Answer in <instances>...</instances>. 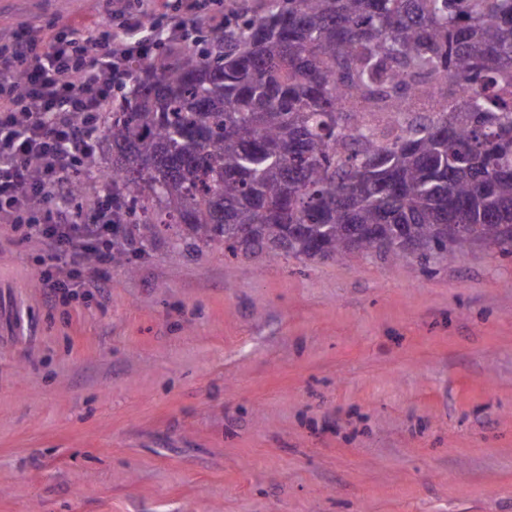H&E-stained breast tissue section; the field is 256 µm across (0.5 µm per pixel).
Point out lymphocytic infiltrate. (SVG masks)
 Returning <instances> with one entry per match:
<instances>
[{
	"mask_svg": "<svg viewBox=\"0 0 512 512\" xmlns=\"http://www.w3.org/2000/svg\"><path fill=\"white\" fill-rule=\"evenodd\" d=\"M120 24L73 28L48 22L0 32V223L21 239L53 245L57 260L41 274L49 300H67L75 287L107 291L112 261V201L80 221L70 218L67 176L93 159L98 116L118 87L133 80L127 62L149 59L145 22L161 16L168 42L213 23L199 0H174L159 12L154 0H127Z\"/></svg>",
	"mask_w": 512,
	"mask_h": 512,
	"instance_id": "obj_1",
	"label": "lymphocytic infiltrate"
}]
</instances>
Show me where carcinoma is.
<instances>
[{
    "label": "carcinoma",
    "instance_id": "cac0c4a2",
    "mask_svg": "<svg viewBox=\"0 0 512 512\" xmlns=\"http://www.w3.org/2000/svg\"><path fill=\"white\" fill-rule=\"evenodd\" d=\"M226 9L224 34L130 61L100 115L112 180L68 175L112 189L116 254L173 229L247 258L512 253V0Z\"/></svg>",
    "mask_w": 512,
    "mask_h": 512
}]
</instances>
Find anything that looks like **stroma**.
Segmentation results:
<instances>
[{"mask_svg": "<svg viewBox=\"0 0 512 512\" xmlns=\"http://www.w3.org/2000/svg\"><path fill=\"white\" fill-rule=\"evenodd\" d=\"M0 0V31L104 23ZM0 224V512H512V254L146 243L48 302Z\"/></svg>", "mask_w": 512, "mask_h": 512, "instance_id": "1", "label": "stroma"}]
</instances>
